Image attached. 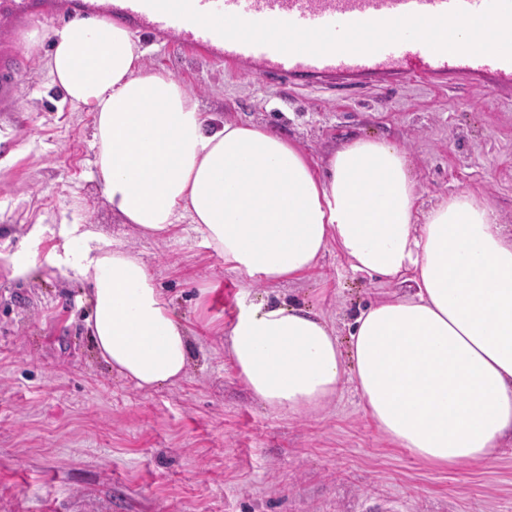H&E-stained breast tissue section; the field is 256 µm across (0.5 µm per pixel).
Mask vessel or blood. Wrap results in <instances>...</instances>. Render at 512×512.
<instances>
[{
    "label": "vessel or blood",
    "instance_id": "1",
    "mask_svg": "<svg viewBox=\"0 0 512 512\" xmlns=\"http://www.w3.org/2000/svg\"><path fill=\"white\" fill-rule=\"evenodd\" d=\"M52 10L56 0H0V106L12 104L28 69L16 50L14 33L27 23L33 4ZM488 0H192L202 13L235 14L248 21L280 20L303 28L382 21L408 14L438 16L455 7L482 12ZM97 11L142 32L160 46L175 44L189 54L223 65L237 75L257 74L298 86H323L342 77L370 76L430 81L465 75L479 84H512V61L494 55L437 52L419 41H403L373 53L322 56L287 54L269 45L229 40L194 22L159 12L145 0H97Z\"/></svg>",
    "mask_w": 512,
    "mask_h": 512
}]
</instances>
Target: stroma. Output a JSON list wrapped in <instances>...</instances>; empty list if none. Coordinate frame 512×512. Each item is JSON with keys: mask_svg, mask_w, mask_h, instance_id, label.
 Instances as JSON below:
<instances>
[{"mask_svg": "<svg viewBox=\"0 0 512 512\" xmlns=\"http://www.w3.org/2000/svg\"><path fill=\"white\" fill-rule=\"evenodd\" d=\"M64 23L35 16V45L16 34L29 73L14 106L0 107V252L37 261L25 281L0 263V512H512L511 441L491 459L436 467L373 427L352 382L297 416L251 396L224 349L239 295L314 309L345 346L350 318L402 284L352 271L334 248L313 273L267 284L182 234L148 238L121 223L95 177L94 117L46 66ZM134 41L145 66L195 94L205 114L274 128L318 168L353 139L395 140L424 200L470 191L512 225V88L368 78L291 91ZM63 224L93 225L138 253L195 330L176 384L143 392L97 360L86 283L47 263Z\"/></svg>", "mask_w": 512, "mask_h": 512, "instance_id": "obj_1", "label": "stroma"}]
</instances>
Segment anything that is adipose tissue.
<instances>
[{
	"label": "adipose tissue",
	"mask_w": 512,
	"mask_h": 512,
	"mask_svg": "<svg viewBox=\"0 0 512 512\" xmlns=\"http://www.w3.org/2000/svg\"><path fill=\"white\" fill-rule=\"evenodd\" d=\"M142 57L127 27L85 18L54 31L47 61L94 114L97 178L124 223L154 238L188 227L267 283L312 272L334 247L353 270L413 287L361 310L346 349L314 310L240 298L225 343L253 397L304 414L349 380L377 430L415 458H490L512 437V227L494 206L470 192L423 206L410 157L386 139L352 140L315 170L273 130L208 122ZM58 237L49 262L87 282L99 360L143 391L178 381L192 332L139 255L88 224Z\"/></svg>",
	"instance_id": "ef3b65f1"
}]
</instances>
